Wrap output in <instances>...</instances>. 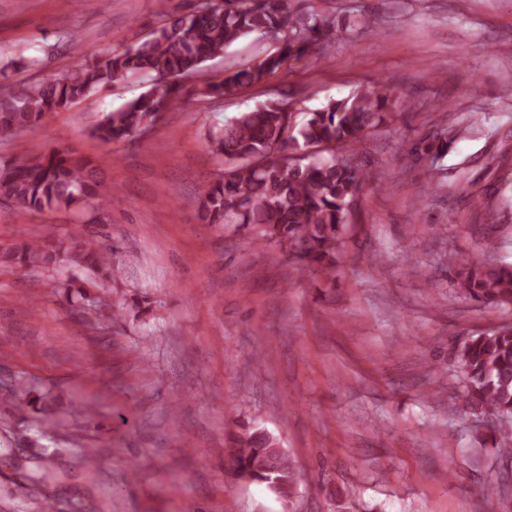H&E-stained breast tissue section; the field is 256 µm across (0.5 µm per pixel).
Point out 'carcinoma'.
Here are the masks:
<instances>
[{
  "label": "carcinoma",
  "mask_w": 512,
  "mask_h": 512,
  "mask_svg": "<svg viewBox=\"0 0 512 512\" xmlns=\"http://www.w3.org/2000/svg\"><path fill=\"white\" fill-rule=\"evenodd\" d=\"M253 34L270 39L273 47L226 66L222 77L204 83L199 94L210 100L229 98L267 82L293 61L323 56L335 40L336 20L303 10L299 0H194L190 12L165 20L140 42L88 59L61 77L10 83L0 94V135L28 129L93 91L140 79L149 89L107 113L91 132L107 145L132 140L178 106L189 91L185 80L200 73L206 61ZM396 105L394 94L379 85L300 113L289 109L287 99L275 97L225 121L208 136L210 150L224 157V170L201 192V220L251 226L254 244H281L304 268L334 278L336 250L352 223L349 204L375 177L356 160L353 148L390 122ZM322 147L329 156L304 154ZM3 199L40 212L75 205L95 212L114 204L118 189L103 192L97 164L75 147L61 146L40 157L21 155L1 162ZM62 263L85 274L64 285L75 320L85 326L100 323L102 305L89 303L87 289L111 292V246L93 238L67 243L25 239L0 253V264L19 275ZM448 267L456 271L458 287L473 299L512 303L511 267L453 256ZM458 362L465 404L495 420L492 445L511 459L512 326L469 337L458 351ZM277 444L266 432L241 434L233 440L229 466L283 497L293 493L298 474L288 454L274 449ZM29 491L40 509L54 505L49 484L34 482Z\"/></svg>",
  "instance_id": "carcinoma-1"
}]
</instances>
